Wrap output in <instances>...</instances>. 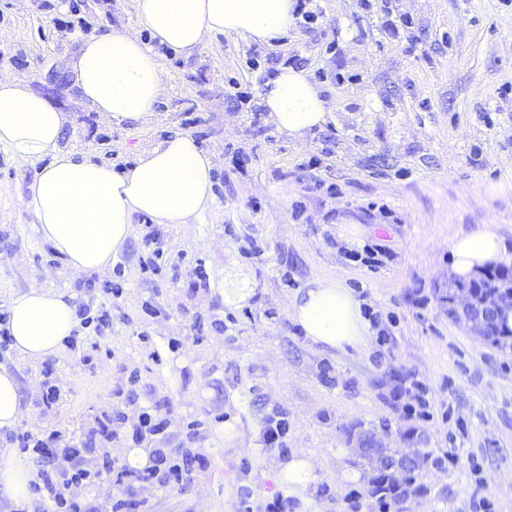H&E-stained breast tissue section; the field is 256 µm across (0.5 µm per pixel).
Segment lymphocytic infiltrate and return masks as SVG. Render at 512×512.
<instances>
[{"instance_id":"f902f5d3","label":"lymphocytic infiltrate","mask_w":512,"mask_h":512,"mask_svg":"<svg viewBox=\"0 0 512 512\" xmlns=\"http://www.w3.org/2000/svg\"><path fill=\"white\" fill-rule=\"evenodd\" d=\"M168 427L167 420L159 417L155 407L140 406L133 439L139 444L148 442L152 445L149 462L141 469L92 462L93 448L91 438L87 436L68 438L56 430L28 435V451L35 462H51L54 471L53 477L43 482L49 512H80L82 503L77 497L78 492L106 479L134 492L146 480L164 488L171 480L184 477L188 472V458L162 446Z\"/></svg>"}]
</instances>
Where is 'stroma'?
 I'll list each match as a JSON object with an SVG mask.
<instances>
[{
	"label": "stroma",
	"mask_w": 512,
	"mask_h": 512,
	"mask_svg": "<svg viewBox=\"0 0 512 512\" xmlns=\"http://www.w3.org/2000/svg\"><path fill=\"white\" fill-rule=\"evenodd\" d=\"M312 30L290 24L275 45L208 36L193 54L160 51L162 95L153 118L115 126L75 95L70 72L82 27L100 34L150 33L133 0H0V65L69 121L59 142L121 169L175 133L214 156L213 207L193 224H160L178 259L142 273L144 216L116 255L123 295L102 334L75 329V350L39 361L15 349L0 364L15 374L24 415L0 430V460L20 457L27 434L92 433L110 419L119 435L93 458L122 464L142 405L169 422L167 447L189 453L191 481L153 492V512H238V487L252 512L280 493L282 454L259 439L263 418H288L290 453L317 462L314 491L291 512H378L370 470L349 437L367 431L398 448L425 435L427 450L456 454L454 466L425 465L404 512H512V349L487 344L448 316L451 244L493 224L512 261V5L504 0H320ZM336 52H327L330 41ZM295 57L330 105L326 122L297 141L260 105L266 70L247 57ZM347 83H337V75ZM250 82L251 99L226 96ZM39 164L0 146V314L34 285L100 302L111 271L76 275L45 244L22 205ZM261 254L245 257L243 247ZM203 261L207 289L190 271ZM319 278L337 279L359 303L396 320L388 345L368 328L347 353L312 348L288 315L290 300ZM157 313L144 315L143 303ZM223 320L227 330L214 327ZM178 350H170L172 341ZM59 388L43 398V381ZM429 389L438 413L398 411L405 383ZM448 411L441 419L440 411ZM351 471L358 480H348Z\"/></svg>",
	"instance_id": "stroma-1"
}]
</instances>
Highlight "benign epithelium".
I'll return each instance as SVG.
<instances>
[{
  "instance_id": "benign-epithelium-1",
  "label": "benign epithelium",
  "mask_w": 512,
  "mask_h": 512,
  "mask_svg": "<svg viewBox=\"0 0 512 512\" xmlns=\"http://www.w3.org/2000/svg\"><path fill=\"white\" fill-rule=\"evenodd\" d=\"M448 316L456 322L469 323L470 331L481 338L493 325L512 317V292L482 271L466 282L457 283L453 294L448 296ZM356 441L359 453L385 459L387 451L383 442L362 433L357 435ZM418 441L417 434H411L407 440L410 447L391 459L390 468L399 472L420 468V457L412 449Z\"/></svg>"
}]
</instances>
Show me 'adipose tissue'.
I'll use <instances>...</instances> for the list:
<instances>
[{"mask_svg": "<svg viewBox=\"0 0 512 512\" xmlns=\"http://www.w3.org/2000/svg\"><path fill=\"white\" fill-rule=\"evenodd\" d=\"M152 40L131 31L84 37L74 57L80 97L114 125L150 119L161 96L160 64L152 44L192 54L211 33L243 40H278L292 21V0H134ZM264 109L279 132L301 139L327 118L321 90L301 69L280 66L261 89ZM64 112L23 82L0 71V145L22 158L42 162L24 201L43 238L77 273L107 268L143 214L158 224H190L212 206V158L195 138L177 134L141 152L116 170L86 155L62 152L58 143ZM451 275L466 280L499 263L503 244L494 225L482 224L451 246ZM290 318L312 345L346 352L366 334L359 305L341 283L318 279L288 305ZM76 318L63 292L37 287L17 296L5 321L6 333L22 355L41 359L59 352ZM316 462L293 455L280 472L288 495L302 498L316 480Z\"/></svg>", "mask_w": 512, "mask_h": 512, "instance_id": "obj_1", "label": "adipose tissue"}]
</instances>
